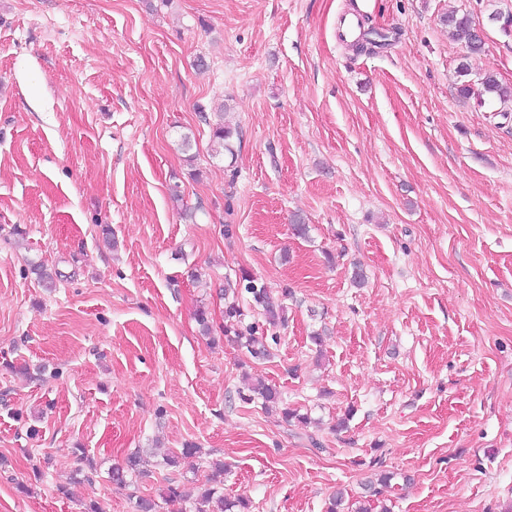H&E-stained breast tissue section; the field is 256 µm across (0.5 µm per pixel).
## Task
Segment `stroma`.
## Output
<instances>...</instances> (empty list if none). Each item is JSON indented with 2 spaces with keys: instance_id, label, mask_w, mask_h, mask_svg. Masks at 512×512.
<instances>
[{
  "instance_id": "35a3bbf8",
  "label": "stroma",
  "mask_w": 512,
  "mask_h": 512,
  "mask_svg": "<svg viewBox=\"0 0 512 512\" xmlns=\"http://www.w3.org/2000/svg\"><path fill=\"white\" fill-rule=\"evenodd\" d=\"M359 8L388 46L339 39ZM451 9L484 52L449 38ZM497 11L512 0H0V512H133L171 479L187 497L160 512H197L215 459L251 512H326L339 488L355 512L377 471L389 512H512V103L458 94L463 63L512 86ZM232 302L268 359L201 334L196 310L218 327ZM247 375L309 425L242 402ZM155 446L178 466L109 481ZM247 283L244 291L251 295L252 301L262 308L265 321L270 325H277L285 321L284 306L282 302L272 296V293L263 285L256 284L255 280L245 276ZM148 449H137L127 455L122 463L113 464L108 471L110 481L119 486L127 487L133 484V479L145 474L144 466L149 462L148 456L152 455Z\"/></svg>"
}]
</instances>
